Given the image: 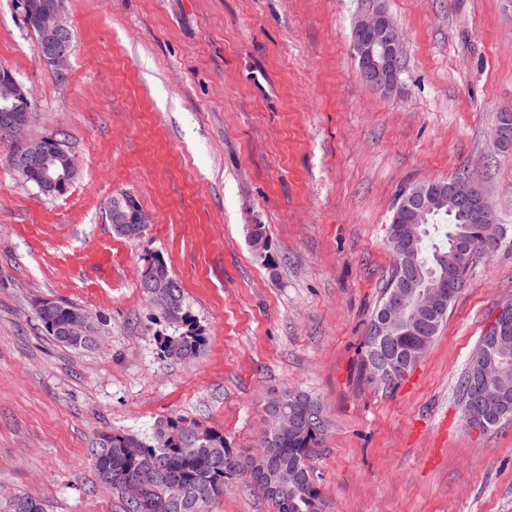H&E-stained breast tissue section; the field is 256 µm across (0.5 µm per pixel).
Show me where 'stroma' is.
<instances>
[{
    "label": "stroma",
    "mask_w": 512,
    "mask_h": 512,
    "mask_svg": "<svg viewBox=\"0 0 512 512\" xmlns=\"http://www.w3.org/2000/svg\"><path fill=\"white\" fill-rule=\"evenodd\" d=\"M405 43L397 83L360 77V14ZM65 81L0 0V66L32 94V136L64 134L76 176L46 198L0 146V488L46 512H126L88 450L98 432L152 434L185 416L231 447L259 445L264 403L317 398L330 423L312 466L327 512H512V423L462 422L458 383L512 299V230L479 259L436 341L388 389L362 370L394 259L401 190L474 174L512 227V0H69ZM151 216L117 235L112 196ZM262 224L272 260L245 225ZM180 280L207 342L161 358L139 286L147 254ZM44 299L97 317L99 343L59 345Z\"/></svg>",
    "instance_id": "1"
}]
</instances>
